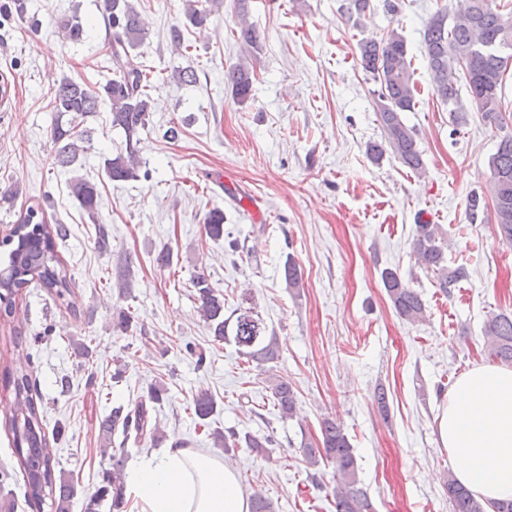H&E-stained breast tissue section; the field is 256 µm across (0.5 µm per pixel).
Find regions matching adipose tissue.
I'll use <instances>...</instances> for the list:
<instances>
[{"mask_svg": "<svg viewBox=\"0 0 512 512\" xmlns=\"http://www.w3.org/2000/svg\"><path fill=\"white\" fill-rule=\"evenodd\" d=\"M454 476L487 501L512 499V368L479 364L451 387L438 416ZM129 512H249L234 469L171 439L133 466Z\"/></svg>", "mask_w": 512, "mask_h": 512, "instance_id": "ef3b65f1", "label": "adipose tissue"}]
</instances>
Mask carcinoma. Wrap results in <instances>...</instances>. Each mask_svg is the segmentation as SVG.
Here are the masks:
<instances>
[{"mask_svg": "<svg viewBox=\"0 0 512 512\" xmlns=\"http://www.w3.org/2000/svg\"><path fill=\"white\" fill-rule=\"evenodd\" d=\"M186 19L195 27L206 24L210 12L198 8L196 0H186ZM239 30L237 38L244 49L255 55L261 50L258 34L248 22L249 0H238ZM104 11L112 26V65L115 77L100 88L92 90L71 78L63 77L53 86L52 111L55 121L52 140L55 146V165L70 168L81 164L92 137L86 126L96 116L100 105L109 106L111 126L123 131L126 153L105 159L104 169L109 179L127 181L136 177L139 165L137 135L149 121L150 96L145 65L134 50L145 36L143 21L132 0H104ZM59 29L64 38L79 42L84 29L79 17L63 19ZM424 55L431 75L436 97L448 105L454 121L466 123L467 109L457 87V74L464 75L471 106L482 113L497 129L507 127L503 115V78L509 56L501 55L500 48L512 47V8L501 6L497 0H467L466 6L451 15L446 10L432 15L423 31ZM358 64L368 79L380 85L373 91L374 104L384 133V142L372 144L370 155L378 160L386 151L398 158L416 174L425 171L422 151L418 147L415 130L403 119L416 105L412 82L411 62L404 36L393 30L377 40L365 37L358 43ZM255 74L245 60L224 73V82L231 85L235 98L246 102L251 94ZM494 217L502 240L512 243V131L498 141L489 159ZM70 191L80 207L89 215L97 213L99 190L96 184L76 176L70 181ZM38 211L26 209L16 224L14 236L17 245L9 252L8 264L0 269V305L4 315L12 314V298L35 280L62 299L70 293L71 276L55 251V239L67 236L63 224L50 227L37 219ZM207 235L213 240L224 237V213L210 212L204 219ZM417 264L437 279L439 287L451 285L468 277L464 265L448 267L447 247L440 225L417 222L412 242ZM287 287L301 286L302 273L294 260L286 259L283 267ZM387 295L401 319L415 324L425 320V305L421 295L400 275L385 269L381 273ZM199 313L207 324L212 342L221 344L229 339L240 353L259 365L279 358L277 338L268 332L264 320L243 298L230 315H224V295L219 293L203 274L192 279ZM485 345L488 355L502 363L512 364V315L492 313L487 318ZM14 409L4 418V428L12 433L20 469L26 476L28 501L38 505L50 500L51 512H70L77 494V483L71 473L54 475L52 450L42 428L38 404L33 397V385L28 374L12 373ZM273 405L280 418L291 419L297 414V397L293 387L283 379L270 381ZM164 388L152 386L147 395L132 408L118 405L100 422L104 439L101 456L108 459L102 470L95 492L85 498L84 512H100L103 503L112 500V510L122 512L126 507L123 490L126 479L127 453L112 447V438L122 435V442L155 443L160 440V429L153 422V412L163 401ZM194 415L200 421L216 413L213 395L198 391L192 399ZM321 438L305 442L302 451L308 466L315 468L326 459L335 465L333 496L335 512H375L368 493L358 486V465L348 435L335 419L326 417L320 424ZM213 446L229 453L245 441L246 447L258 453L266 451L272 441L247 435L243 438L233 430L219 429L210 433ZM448 501L453 512H512V501L485 502L462 486L453 476L445 482Z\"/></svg>", "mask_w": 512, "mask_h": 512, "instance_id": "1", "label": "carcinoma"}]
</instances>
